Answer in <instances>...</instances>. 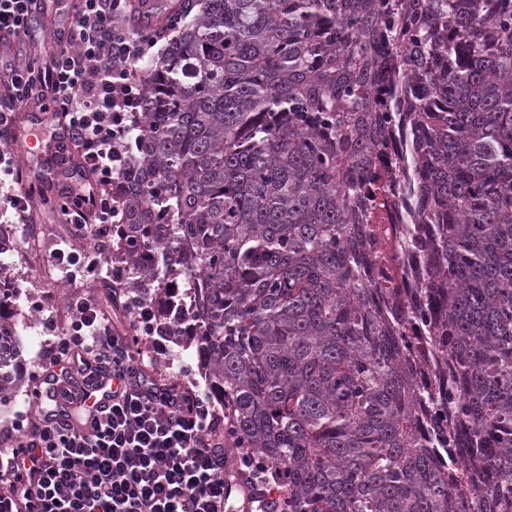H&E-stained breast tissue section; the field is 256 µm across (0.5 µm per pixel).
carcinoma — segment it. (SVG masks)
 <instances>
[{
  "mask_svg": "<svg viewBox=\"0 0 512 512\" xmlns=\"http://www.w3.org/2000/svg\"><path fill=\"white\" fill-rule=\"evenodd\" d=\"M109 261L194 352L277 512H512V0H157ZM424 84L408 164L431 306L391 304L353 204ZM193 298L171 307L169 285ZM420 324L463 390L417 379ZM26 376L0 292V404Z\"/></svg>",
  "mask_w": 512,
  "mask_h": 512,
  "instance_id": "cac0c4a2",
  "label": "carcinoma"
}]
</instances>
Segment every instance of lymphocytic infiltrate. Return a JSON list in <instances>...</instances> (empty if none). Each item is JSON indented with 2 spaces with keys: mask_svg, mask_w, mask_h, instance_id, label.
I'll use <instances>...</instances> for the list:
<instances>
[{
  "mask_svg": "<svg viewBox=\"0 0 512 512\" xmlns=\"http://www.w3.org/2000/svg\"><path fill=\"white\" fill-rule=\"evenodd\" d=\"M126 2L74 0L72 46L0 73V136L17 108L30 103L66 120L69 144L95 182L89 194L58 200L79 238L88 225L116 222L112 181L129 164L127 116L136 97L130 66L157 43L120 25ZM37 8V0H0L1 50H13ZM42 260L82 289L65 307L48 364L32 379L79 374L83 388H60L55 402L82 415L71 421L40 408L19 413L15 444L0 454V512H231L210 402L160 387L145 370L140 341L157 332L151 304L129 301L132 332L117 333L85 294L104 271L98 248H57Z\"/></svg>",
  "mask_w": 512,
  "mask_h": 512,
  "instance_id": "1",
  "label": "lymphocytic infiltrate"
}]
</instances>
